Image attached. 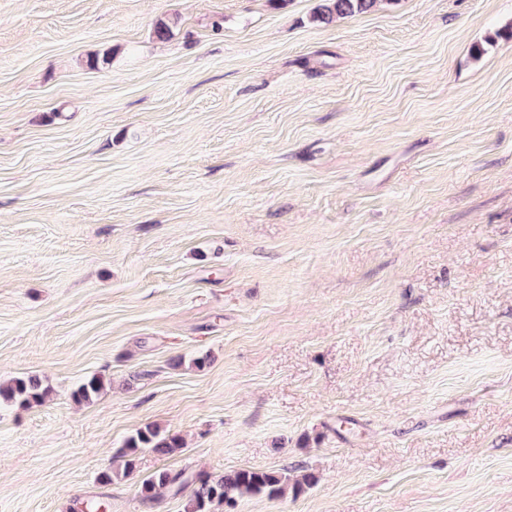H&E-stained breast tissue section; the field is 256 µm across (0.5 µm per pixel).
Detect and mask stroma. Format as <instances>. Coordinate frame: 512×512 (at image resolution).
Returning <instances> with one entry per match:
<instances>
[{"label": "stroma", "instance_id": "1", "mask_svg": "<svg viewBox=\"0 0 512 512\" xmlns=\"http://www.w3.org/2000/svg\"><path fill=\"white\" fill-rule=\"evenodd\" d=\"M319 3L0 0V512H512V0ZM311 20L319 24H330L336 19L351 16L374 8L379 0H321ZM50 392L35 376L15 377L9 382L0 383V405H41L49 399ZM141 448H150L159 456H167L181 449L182 442L177 436L165 434L158 427L139 429L118 451L119 457L126 458L123 462L124 475L133 468L135 455ZM312 480L313 477L308 475L293 480L288 472L255 468L231 470L216 477L199 476L195 480L185 477L182 472L172 475L167 470H159L143 482L141 493L145 498L156 499L166 490L176 488L177 494L187 485L194 484L183 512H212L214 504L230 505L244 493L279 497L290 487L298 494L303 485H310Z\"/></svg>", "mask_w": 512, "mask_h": 512}]
</instances>
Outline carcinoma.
I'll return each instance as SVG.
<instances>
[{
    "mask_svg": "<svg viewBox=\"0 0 512 512\" xmlns=\"http://www.w3.org/2000/svg\"><path fill=\"white\" fill-rule=\"evenodd\" d=\"M378 2L379 0H322L311 20L319 24H330L339 18L368 11ZM105 387V380L93 375L73 392V397L78 401L90 402ZM49 397L50 389L34 376L15 377L6 383H0V404L41 405ZM142 448H149L159 456H167L181 449L182 442L178 437L165 434L157 427L147 426L138 430L118 451V455L124 458L123 473L126 474L133 468L135 455ZM312 480L313 477L308 475L293 480L286 472L255 468L231 470L216 477L200 476L195 480L185 477L181 472L172 474L167 470H159L143 482L141 493L148 499H156L167 490L174 488L179 493L192 484L194 488L185 501L183 512H212L213 505H230L244 493L279 497L291 490L298 494Z\"/></svg>",
    "mask_w": 512,
    "mask_h": 512,
    "instance_id": "carcinoma-1",
    "label": "carcinoma"
}]
</instances>
